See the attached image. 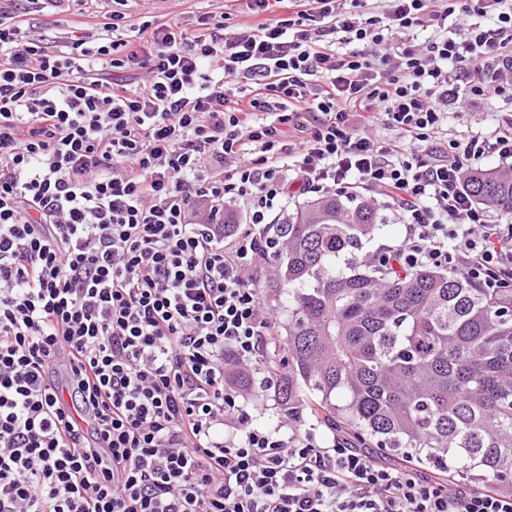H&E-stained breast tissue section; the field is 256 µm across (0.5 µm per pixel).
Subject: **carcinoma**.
<instances>
[{"mask_svg":"<svg viewBox=\"0 0 512 512\" xmlns=\"http://www.w3.org/2000/svg\"><path fill=\"white\" fill-rule=\"evenodd\" d=\"M467 187L512 215V171L473 170ZM384 227L361 195L309 199L270 226L283 247L268 288L286 299L277 402L327 416L360 447L512 494V296L375 261L367 247ZM227 381L253 390L232 366Z\"/></svg>","mask_w":512,"mask_h":512,"instance_id":"carcinoma-1","label":"carcinoma"}]
</instances>
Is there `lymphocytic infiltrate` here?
I'll use <instances>...</instances> for the list:
<instances>
[{
  "label": "lymphocytic infiltrate",
  "mask_w": 512,
  "mask_h": 512,
  "mask_svg": "<svg viewBox=\"0 0 512 512\" xmlns=\"http://www.w3.org/2000/svg\"><path fill=\"white\" fill-rule=\"evenodd\" d=\"M114 2L53 50L0 9V512H512L314 422L255 427L224 383L228 353L287 372L254 270L305 194L375 191L395 262L512 288V222L463 180L512 164V116L435 148L449 105L512 104V0H245L146 40Z\"/></svg>",
  "instance_id": "1"
}]
</instances>
